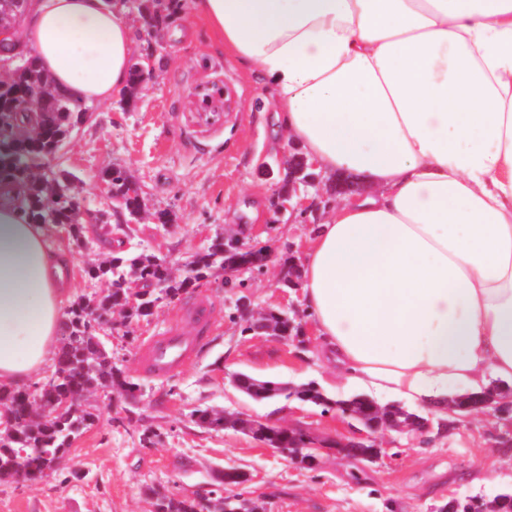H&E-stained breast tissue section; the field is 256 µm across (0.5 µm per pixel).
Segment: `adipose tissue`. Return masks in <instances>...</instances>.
Segmentation results:
<instances>
[{
	"label": "adipose tissue",
	"mask_w": 512,
	"mask_h": 512,
	"mask_svg": "<svg viewBox=\"0 0 512 512\" xmlns=\"http://www.w3.org/2000/svg\"><path fill=\"white\" fill-rule=\"evenodd\" d=\"M277 96L285 140L366 177L319 223L302 305L347 380L448 414L512 386V0H193ZM124 0H30L0 57L31 53L72 100L130 77ZM0 190V387L49 364L63 258Z\"/></svg>",
	"instance_id": "ef3b65f1"
}]
</instances>
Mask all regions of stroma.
Wrapping results in <instances>:
<instances>
[{"instance_id": "obj_1", "label": "stroma", "mask_w": 512, "mask_h": 512, "mask_svg": "<svg viewBox=\"0 0 512 512\" xmlns=\"http://www.w3.org/2000/svg\"><path fill=\"white\" fill-rule=\"evenodd\" d=\"M129 20L135 58L154 56L152 78L132 98L95 109L52 167L75 175L83 210L118 226L125 248L165 258L175 277H183L193 256L244 227L251 230L246 243L271 246L275 258L262 270L238 274V287H226L218 271L190 289V297H208L220 323L198 357L168 378L145 376L138 360L145 338L172 325L176 303H159L132 324L112 315V361L138 391L131 397L102 390L90 395L84 406L96 414L94 426L73 441L57 472L1 482L0 512H152L150 486L211 502L218 473L228 466L251 474L246 489L266 512H433L454 497L512 489V447H500L494 419L479 412L457 434L434 433L425 444L393 432L378 435L377 444L388 451L380 461L354 460L331 447L310 469L248 435L198 425L196 410L214 409L304 429L331 444L353 436L355 422L336 411L292 398L254 402L234 388L232 377L244 371L292 386L313 381L332 399L359 392L353 382L337 388L310 321L302 323L300 342L256 335L237 318L235 302L245 296L260 313L302 314L301 293L284 284L282 267L301 264L311 225L362 182L321 175L319 211H280L288 162L303 151L280 137L272 88L224 52L189 0H179L176 14L155 33L147 32L137 9H130ZM112 167L143 188L146 207L137 219L116 214L101 195L103 175ZM161 212L170 222L158 221ZM97 230L86 224L81 246L58 228L49 230L52 246L68 255L69 300L105 288L86 274L90 264L113 254L97 240ZM147 430L155 434L150 445L142 440Z\"/></svg>"}]
</instances>
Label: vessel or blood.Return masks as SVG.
<instances>
[{
    "label": "vessel or blood",
    "instance_id": "b4317fda",
    "mask_svg": "<svg viewBox=\"0 0 512 512\" xmlns=\"http://www.w3.org/2000/svg\"><path fill=\"white\" fill-rule=\"evenodd\" d=\"M175 320V325L144 342L140 355L144 374L165 377L190 364L195 355V345L183 332V325L192 324L204 332L214 329L218 322L215 312L202 301L180 307L175 313Z\"/></svg>",
    "mask_w": 512,
    "mask_h": 512
}]
</instances>
